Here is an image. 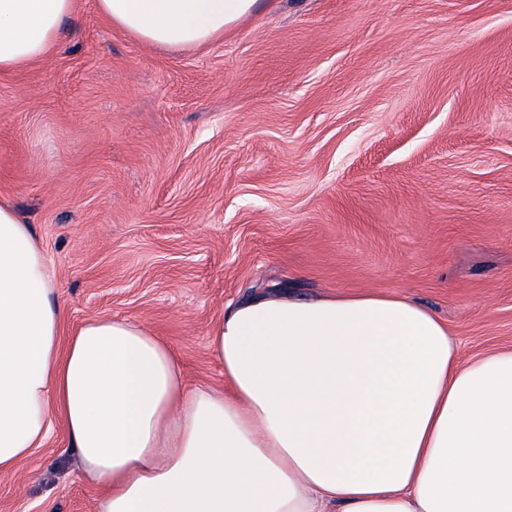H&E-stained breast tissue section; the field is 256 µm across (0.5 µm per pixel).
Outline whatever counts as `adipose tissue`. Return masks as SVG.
<instances>
[{
    "mask_svg": "<svg viewBox=\"0 0 512 512\" xmlns=\"http://www.w3.org/2000/svg\"><path fill=\"white\" fill-rule=\"evenodd\" d=\"M76 0H0V72L46 57ZM261 0H97L142 42L207 46ZM63 312L29 225L0 203V473L61 417L99 512H512V349L461 361L403 295L228 307L209 339L225 389L169 345Z\"/></svg>",
    "mask_w": 512,
    "mask_h": 512,
    "instance_id": "obj_1",
    "label": "adipose tissue"
}]
</instances>
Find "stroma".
Segmentation results:
<instances>
[{"instance_id": "obj_1", "label": "stroma", "mask_w": 512, "mask_h": 512, "mask_svg": "<svg viewBox=\"0 0 512 512\" xmlns=\"http://www.w3.org/2000/svg\"><path fill=\"white\" fill-rule=\"evenodd\" d=\"M0 200L29 224L62 335L162 336L190 385L227 306L403 295L463 358L512 348V0H271L200 49L77 0L51 55L0 74ZM54 420L0 512H99Z\"/></svg>"}]
</instances>
